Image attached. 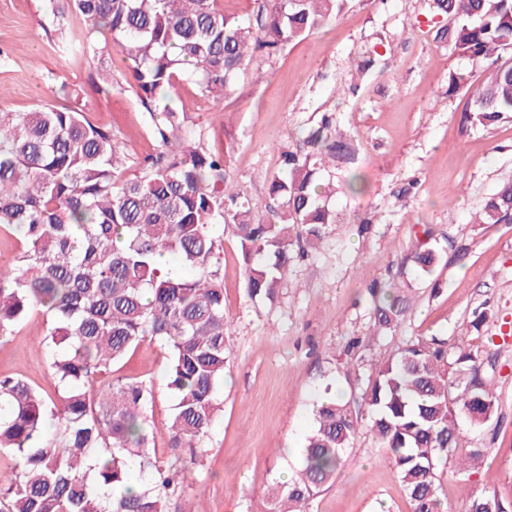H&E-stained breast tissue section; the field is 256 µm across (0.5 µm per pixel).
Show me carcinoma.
Wrapping results in <instances>:
<instances>
[{
  "label": "carcinoma",
  "instance_id": "1",
  "mask_svg": "<svg viewBox=\"0 0 512 512\" xmlns=\"http://www.w3.org/2000/svg\"><path fill=\"white\" fill-rule=\"evenodd\" d=\"M349 0H271L253 26L224 13L218 0H45L43 20L57 35L59 69L72 51L112 72L110 46L126 64L125 82L144 111L158 153L141 175L124 167L112 132L84 116L79 91L63 84L65 103L30 112L0 109V230L21 249L0 267V339L33 310L50 319L47 365L59 398L23 379L0 378V448L22 469L0 478V512H169L183 468L156 464L145 384L112 378L140 341L167 350V388L175 404L169 446L200 447L221 411L218 391L231 353L224 315V246L217 227L232 225L250 297L273 300L294 259L322 242L336 213L320 178L329 163H350V146L328 118L309 132L313 151H287L268 179L264 206L230 189L224 156L206 150L186 110L170 106L182 81L203 97L232 92L255 53L278 54L338 17ZM448 20L436 33L473 62L492 60L487 80L462 73L472 119L512 117V0H432ZM475 224L512 223V180L484 201ZM177 263L164 269L157 258ZM439 253H413L429 274ZM377 342L404 320L399 289L369 288ZM481 352L468 342L419 336L387 353L364 382L360 403L325 398L301 449L302 468L269 490L273 512H308L311 498L336 474L362 428L357 407L394 464L411 512H446L438 468L476 464L484 449L463 439L455 419L490 423L498 410ZM132 458L147 483L131 490ZM470 512H512L491 495Z\"/></svg>",
  "mask_w": 512,
  "mask_h": 512
}]
</instances>
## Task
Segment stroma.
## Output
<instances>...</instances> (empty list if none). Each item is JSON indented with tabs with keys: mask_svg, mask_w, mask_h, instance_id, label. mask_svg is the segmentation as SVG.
I'll use <instances>...</instances> for the list:
<instances>
[{
	"mask_svg": "<svg viewBox=\"0 0 512 512\" xmlns=\"http://www.w3.org/2000/svg\"><path fill=\"white\" fill-rule=\"evenodd\" d=\"M43 0H0V108L27 112L62 102L61 83L82 87L85 115L108 128L125 154L122 173L138 174L156 154L150 119L132 92L106 95L92 83L95 67L82 54L59 68L53 32L40 19ZM428 0H349L337 19L277 56H256L235 92L214 101L182 83L172 98L184 107L203 145L222 153L238 190L264 204L266 176L281 154L307 150L306 136L331 115L353 160L327 173L338 222L290 269L274 301L251 300L233 227H225L224 309L231 360L221 387L223 410L197 454L168 445L173 397L163 384L166 352L144 340L114 376L151 387L147 412L156 456L171 463L192 458L171 512H271L268 488L291 479L299 451L314 428L313 407L325 388L349 398L361 392L384 352L406 339L468 337L488 353L484 369L495 383L498 413L484 427L459 420L460 432L484 448L481 465L460 475L439 468V494L448 512H468L470 499L493 492L512 503V224H475L471 218L499 184L512 179V118L484 127L469 121L473 101L449 92L450 73L468 71L480 85L490 63H474L436 38ZM357 175L358 192L346 183ZM369 218V233L359 221ZM423 241L440 252L433 273L407 272ZM467 247L457 260L459 247ZM404 287L410 308L380 343L349 349L368 335L370 285ZM488 305L479 329L472 312ZM49 324L36 311L0 341V377L26 380L45 396L57 388L41 345ZM308 512H410L394 465L362 428L333 484L316 494Z\"/></svg>",
	"mask_w": 512,
	"mask_h": 512,
	"instance_id": "35a3bbf8",
	"label": "stroma"
}]
</instances>
